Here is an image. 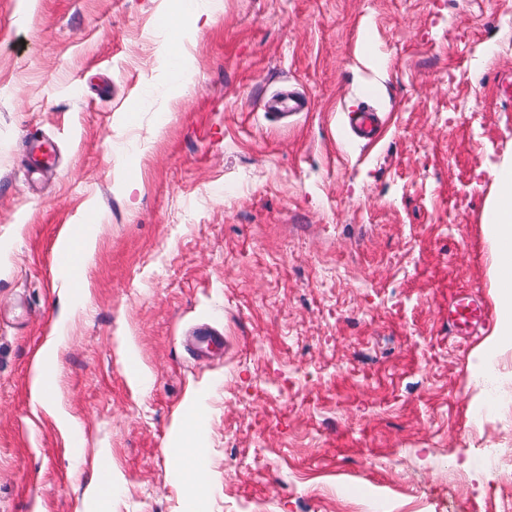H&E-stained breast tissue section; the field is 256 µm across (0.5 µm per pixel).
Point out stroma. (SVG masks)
<instances>
[{
	"instance_id": "obj_1",
	"label": "stroma",
	"mask_w": 512,
	"mask_h": 512,
	"mask_svg": "<svg viewBox=\"0 0 512 512\" xmlns=\"http://www.w3.org/2000/svg\"><path fill=\"white\" fill-rule=\"evenodd\" d=\"M209 13L0 0V512H512L487 227L512 0ZM284 91L306 111L272 117ZM367 105L364 144L346 118ZM31 136L55 150L37 171ZM73 224L98 243L83 285ZM457 291L489 313L474 335L448 328ZM202 325L227 342L197 359ZM380 116L371 109H363L349 115V126L357 139L368 140L376 138L381 130L379 128Z\"/></svg>"
}]
</instances>
